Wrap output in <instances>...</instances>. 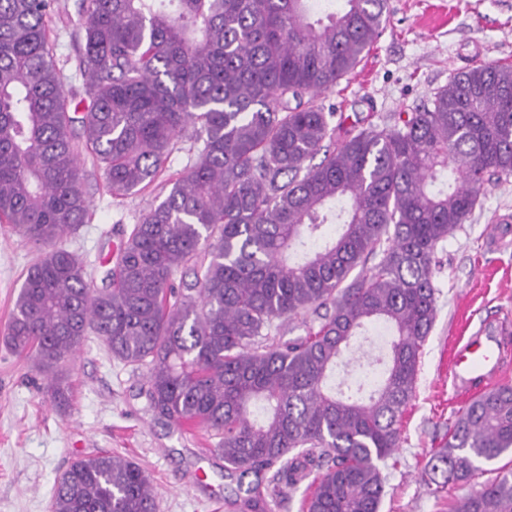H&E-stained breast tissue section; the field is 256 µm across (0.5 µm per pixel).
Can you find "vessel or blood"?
Here are the masks:
<instances>
[{
    "label": "vessel or blood",
    "mask_w": 512,
    "mask_h": 512,
    "mask_svg": "<svg viewBox=\"0 0 512 512\" xmlns=\"http://www.w3.org/2000/svg\"><path fill=\"white\" fill-rule=\"evenodd\" d=\"M506 351L496 336L472 335L452 356L453 382L465 394L496 381L504 370Z\"/></svg>",
    "instance_id": "1"
}]
</instances>
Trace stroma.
I'll list each match as a JSON object with an SVG mask.
<instances>
[{"label":"stroma","mask_w":512,"mask_h":512,"mask_svg":"<svg viewBox=\"0 0 512 512\" xmlns=\"http://www.w3.org/2000/svg\"><path fill=\"white\" fill-rule=\"evenodd\" d=\"M389 8V22L357 69L317 98L346 123L391 121L394 112L426 102L473 61L512 65V0H389ZM77 12L78 0H56L47 35L66 76V93L80 98ZM190 146L189 139L179 141L156 179L122 198L107 191L92 156L82 153L89 218L66 245L85 261L95 287L106 285L126 233L189 166ZM35 256L31 243L0 227V331ZM438 257L436 319L400 446L379 463L385 480L379 512H449L454 500L479 489L495 469L512 468L506 454L483 463L482 474L469 482L438 494L430 486V461L469 401L453 384V347L484 323L512 342V177L489 185L482 209L439 244ZM42 381L0 335V512H50L57 478L95 451L144 468L157 492V512H239L237 483L214 453L213 438L159 420L146 406L145 370L113 360L99 337L85 341L68 365L67 411L38 392Z\"/></svg>","instance_id":"obj_1"}]
</instances>
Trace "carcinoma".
Returning a JSON list of instances; mask_svg holds the SVG:
<instances>
[{
  "label": "carcinoma",
  "mask_w": 512,
  "mask_h": 512,
  "mask_svg": "<svg viewBox=\"0 0 512 512\" xmlns=\"http://www.w3.org/2000/svg\"><path fill=\"white\" fill-rule=\"evenodd\" d=\"M51 8L0 0V224L37 251L7 344L66 409L61 372L101 337L112 359L146 369L149 410L216 438L248 512L313 472L301 512H379L377 462L399 447L436 318L437 247L512 175V66L476 62L427 104L325 150L334 132L316 97L359 64L388 0L325 14L316 0H80L82 112L48 42ZM77 123L114 197L152 182L184 133L197 145L102 289L64 245L89 212ZM186 267L194 281L175 282ZM310 310L305 335L272 336ZM374 320L394 336L376 389L333 390L338 359ZM507 452L503 384L456 418L434 456L436 489ZM50 509L156 512V496L137 463L96 452L57 479ZM450 512H512V471Z\"/></svg>",
  "instance_id": "obj_1"
}]
</instances>
